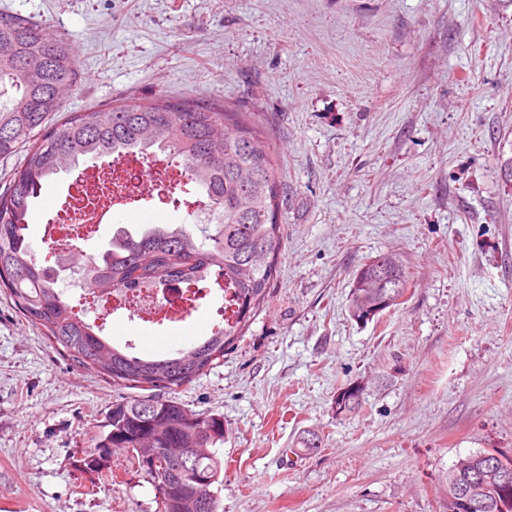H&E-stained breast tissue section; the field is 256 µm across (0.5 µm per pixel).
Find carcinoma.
<instances>
[{"label": "carcinoma", "mask_w": 512, "mask_h": 512, "mask_svg": "<svg viewBox=\"0 0 512 512\" xmlns=\"http://www.w3.org/2000/svg\"><path fill=\"white\" fill-rule=\"evenodd\" d=\"M79 69L70 43L48 38L33 21L0 13V160L23 157L0 193V293L73 363L93 366L112 384L149 390L123 398L106 416L107 433L94 439L79 463L97 473L92 457L114 448H151L167 459L170 448H209L224 442V417L197 413L174 397L158 395L187 385L224 359L245 335L251 318L271 295L284 246L278 163L261 130L223 104H202L189 96L126 100L106 110L68 112ZM163 154L184 171L186 184L201 193L195 205L210 216L206 224H148L118 229L108 247L87 259L81 280L93 292L102 288L142 291L184 285L183 302L199 308L197 285L215 277L224 291V313L208 336L174 353L137 355L116 345L102 327L75 310L47 274L27 241L29 211L45 182L80 163L132 154L150 159ZM411 278L393 254H381L357 269L351 281L349 311L370 320L371 307ZM364 388L343 385L334 407L339 418L357 413ZM217 453L189 463L171 482L146 471L163 489L162 512H190L184 489L196 486L210 497L207 512H219L217 488L224 486ZM488 502L483 512H512V456L459 459L448 471V512H461L458 489L468 479Z\"/></svg>", "instance_id": "carcinoma-1"}]
</instances>
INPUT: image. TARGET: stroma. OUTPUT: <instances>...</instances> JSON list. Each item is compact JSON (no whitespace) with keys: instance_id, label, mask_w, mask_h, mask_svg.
<instances>
[{"instance_id":"35a3bbf8","label":"stroma","mask_w":512,"mask_h":512,"mask_svg":"<svg viewBox=\"0 0 512 512\" xmlns=\"http://www.w3.org/2000/svg\"><path fill=\"white\" fill-rule=\"evenodd\" d=\"M68 40L67 109L189 96L232 106L279 166L284 253L269 301L222 361L177 389L224 418L223 512H448L449 469L512 455V0H0ZM71 173L27 231L37 258ZM190 224L187 207L113 206L79 249L135 217ZM411 277L378 318L348 311L352 273L385 251ZM191 318L108 316L104 333L164 353L217 320L214 282ZM364 389L337 418V389ZM74 365L0 296V512H159L135 452L106 475L75 461L131 396ZM317 433L321 448L303 446Z\"/></svg>"}]
</instances>
